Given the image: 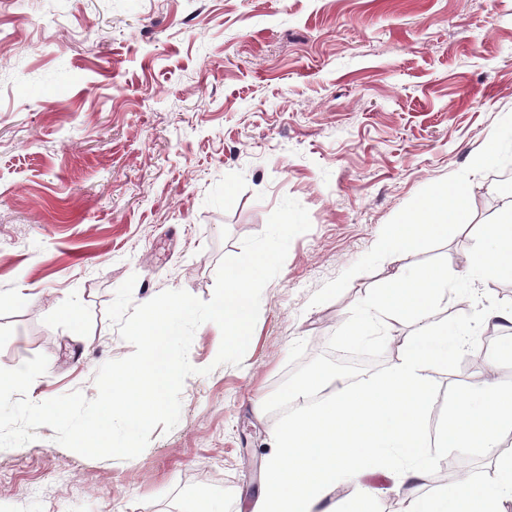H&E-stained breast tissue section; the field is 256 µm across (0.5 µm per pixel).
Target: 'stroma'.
<instances>
[{"mask_svg": "<svg viewBox=\"0 0 512 512\" xmlns=\"http://www.w3.org/2000/svg\"><path fill=\"white\" fill-rule=\"evenodd\" d=\"M512 0H0V368L35 355L29 399L74 390L133 347L106 316L133 301L213 294L220 261L284 197L309 212L265 287L241 365L215 366L200 325L181 417L129 460L53 440L0 449V512H253L276 417L254 411L377 283L441 255L470 269L474 228L512 202ZM470 198L453 237L383 250L391 224L448 185ZM477 371L466 350L430 371L447 419ZM424 477L367 470L374 512L448 492V460L494 476V448L425 450Z\"/></svg>", "mask_w": 512, "mask_h": 512, "instance_id": "1", "label": "stroma"}]
</instances>
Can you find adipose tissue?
I'll list each match as a JSON object with an SVG mask.
<instances>
[{"label":"adipose tissue","mask_w":512,"mask_h":512,"mask_svg":"<svg viewBox=\"0 0 512 512\" xmlns=\"http://www.w3.org/2000/svg\"><path fill=\"white\" fill-rule=\"evenodd\" d=\"M468 207L465 191L443 188L417 215L392 225L387 245L397 251L447 235L461 225ZM469 344L459 331L422 332L399 344L397 358L383 376L352 385L338 377L306 378L299 397L320 392L324 398L276 432V451L253 512H372V496L366 491L347 505L328 498L354 472L372 469L394 451L404 457L402 480L420 478L423 425L433 397L428 373L447 366L454 350ZM507 426L512 427V390L488 383L472 386L453 401L436 445L496 448ZM495 471L491 483L468 480L452 491L417 497L410 512H467L473 500L479 512H505V503L512 502V454L497 456Z\"/></svg>","instance_id":"obj_1"}]
</instances>
